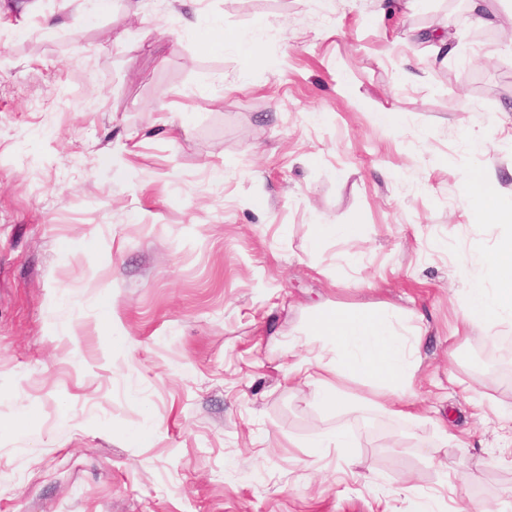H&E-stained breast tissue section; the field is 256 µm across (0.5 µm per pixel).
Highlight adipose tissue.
<instances>
[{"mask_svg": "<svg viewBox=\"0 0 512 512\" xmlns=\"http://www.w3.org/2000/svg\"><path fill=\"white\" fill-rule=\"evenodd\" d=\"M470 190L468 205L500 224L512 223V207L502 204L497 178L484 169L464 174ZM495 288H486L482 278L469 281L468 299L461 316L462 327L480 323L492 328L512 318V234L500 240L488 258ZM315 333L331 359H317L320 374L314 397L326 410L341 409L346 396L341 381L361 377L378 398L401 397L408 393L419 368L420 334L400 333L391 323L385 307L353 312L323 309Z\"/></svg>", "mask_w": 512, "mask_h": 512, "instance_id": "1", "label": "adipose tissue"}]
</instances>
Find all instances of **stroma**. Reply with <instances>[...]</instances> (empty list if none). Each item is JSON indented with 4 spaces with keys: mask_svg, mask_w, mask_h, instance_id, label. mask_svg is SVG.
I'll list each match as a JSON object with an SVG mask.
<instances>
[{
    "mask_svg": "<svg viewBox=\"0 0 512 512\" xmlns=\"http://www.w3.org/2000/svg\"><path fill=\"white\" fill-rule=\"evenodd\" d=\"M81 2L0 26V512H512V321L456 336L512 234L463 179L512 202V0L484 39L468 0ZM381 304L414 417L288 383L322 307ZM464 179L471 193L468 206L499 224L511 227L512 207L501 204V187L497 178L488 170L469 169Z\"/></svg>",
    "mask_w": 512,
    "mask_h": 512,
    "instance_id": "35a3bbf8",
    "label": "stroma"
}]
</instances>
